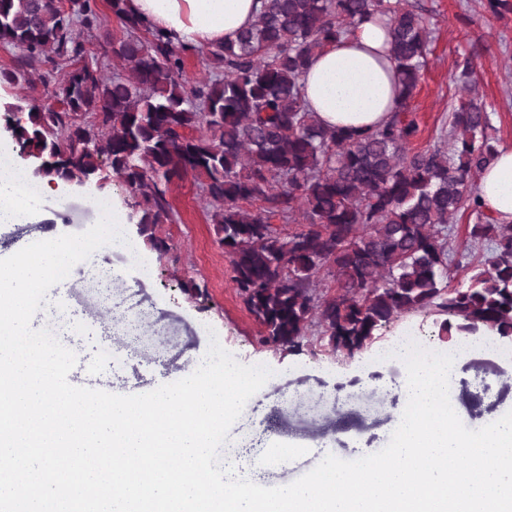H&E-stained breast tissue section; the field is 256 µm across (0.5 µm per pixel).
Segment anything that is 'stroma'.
I'll return each mask as SVG.
<instances>
[{
  "label": "stroma",
  "mask_w": 512,
  "mask_h": 512,
  "mask_svg": "<svg viewBox=\"0 0 512 512\" xmlns=\"http://www.w3.org/2000/svg\"><path fill=\"white\" fill-rule=\"evenodd\" d=\"M430 19L431 52L411 101L419 126L411 147L423 150L436 143L450 120V106L460 92L454 81L456 61L475 56L478 92L494 110L498 143L512 141V14L496 19L484 14L480 0H418ZM95 185L61 189L45 198L37 222L0 225V259L17 252L19 244L45 236L80 234L94 224L88 206ZM169 199L173 220L155 227L169 249L161 253L148 240L132 257L120 251L91 255L73 266L68 279L53 286L47 305L37 312L33 328L58 333L75 352L77 363L70 384L108 389L117 394H142L177 381L180 371L205 357L211 338L243 364H264L274 374L245 404L223 446V454L246 446L254 424L268 427L270 436L290 444L295 453L284 463L269 466L260 483L278 487L311 471L324 447L336 457L355 460L384 448L396 428L404 398L393 386L405 373L404 364L385 357L390 345L407 335L425 338L440 351L450 341L439 334L434 318L407 316L381 332L361 364L335 353L291 355L259 344L260 327L244 307L233 272L211 222L212 207L193 178L172 185ZM460 212L448 238L451 261L448 283L467 286L470 264L484 251L471 246L465 233L476 223ZM126 271V278L100 282L108 269ZM204 286L202 295L185 291L189 283ZM143 315L144 329L134 354H126L125 337L113 322L118 317ZM455 411L471 429L512 411V343L491 351H476L459 364ZM387 380L383 395L365 391V381Z\"/></svg>",
  "instance_id": "obj_1"
}]
</instances>
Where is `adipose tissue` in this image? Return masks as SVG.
Here are the masks:
<instances>
[{"instance_id":"ef3b65f1","label":"adipose tissue","mask_w":512,"mask_h":512,"mask_svg":"<svg viewBox=\"0 0 512 512\" xmlns=\"http://www.w3.org/2000/svg\"><path fill=\"white\" fill-rule=\"evenodd\" d=\"M133 13L153 30L190 49L236 40L250 27L258 0H130ZM388 19L378 15L356 25L338 43L314 55L303 82L305 98L327 127L372 129L395 111L398 81L389 56ZM10 140L0 139V224H30L53 183L31 178L12 158ZM484 211L512 223V145H499L494 161L480 174Z\"/></svg>"}]
</instances>
